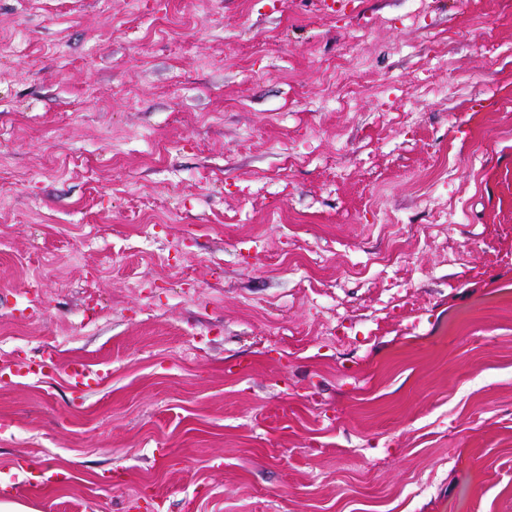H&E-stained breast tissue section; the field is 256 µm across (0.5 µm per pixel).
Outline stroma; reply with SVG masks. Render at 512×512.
Returning a JSON list of instances; mask_svg holds the SVG:
<instances>
[{"instance_id":"1","label":"stroma","mask_w":512,"mask_h":512,"mask_svg":"<svg viewBox=\"0 0 512 512\" xmlns=\"http://www.w3.org/2000/svg\"><path fill=\"white\" fill-rule=\"evenodd\" d=\"M46 354L36 512H512V0H0V365ZM67 375L71 388L77 391L96 384L99 378V374L89 370L86 364L81 362L72 363L69 366Z\"/></svg>"}]
</instances>
